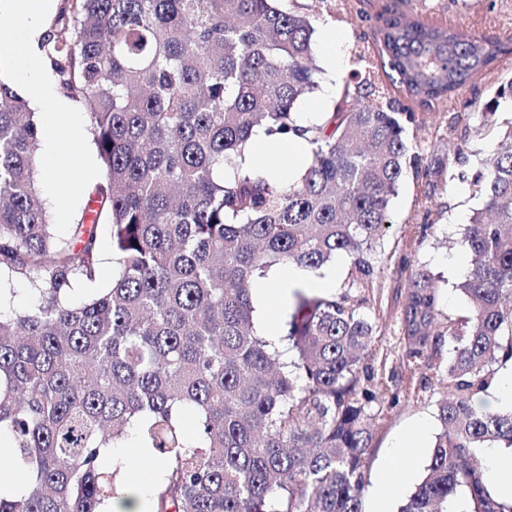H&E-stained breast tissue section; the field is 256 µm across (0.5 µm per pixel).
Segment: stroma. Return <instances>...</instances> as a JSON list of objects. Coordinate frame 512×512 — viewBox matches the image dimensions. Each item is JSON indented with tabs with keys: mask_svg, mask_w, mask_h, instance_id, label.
Segmentation results:
<instances>
[{
	"mask_svg": "<svg viewBox=\"0 0 512 512\" xmlns=\"http://www.w3.org/2000/svg\"><path fill=\"white\" fill-rule=\"evenodd\" d=\"M296 9L308 13L316 30L333 27L339 38L335 56H328L322 41H315L314 54L326 70L327 79L319 92L304 98L298 110L302 119L333 109L339 85L353 71H366L359 53L373 46L370 19L383 7L392 6L408 18L455 27L501 42L512 41V0H295ZM40 80L30 83L17 68L9 50L0 49V79L8 82L27 101L51 97L60 99L54 73L46 62H39ZM512 78V55L502 56L497 65L478 75L469 85L448 99L442 107L415 110L413 122L406 126V138L413 158L390 204L392 225L378 246L373 263L378 272L373 288L366 290L367 310L377 326L373 355L369 360L375 374L388 378L394 402L383 405L373 420L374 440L368 479L376 481L383 466H390L391 479L400 496L392 500L390 512H397L401 496L409 494L424 474L428 455H421L414 473L401 463H388L391 448L419 424L436 434V407L446 396L448 385L435 370L412 369L407 352L412 346L406 309L410 283L418 268L430 269L438 279L439 299L434 326L447 329L467 306L456 291L471 264V257L457 244L480 202L467 182L458 179V171L474 173L478 157L463 165L452 163L458 145L474 151L479 146L473 131L480 127L477 106L489 101L496 88ZM67 161L60 180L40 174L38 187L53 224L56 237L70 234L80 218L90 192L104 180L103 170L91 135L79 144L66 145ZM100 244L98 273L94 281L78 282L74 299L81 300L110 288L114 266L110 249L111 226L97 227Z\"/></svg>",
	"mask_w": 512,
	"mask_h": 512,
	"instance_id": "obj_1",
	"label": "stroma"
}]
</instances>
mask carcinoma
Instances as JSON below:
<instances>
[{
	"label": "carcinoma",
	"mask_w": 512,
	"mask_h": 512,
	"mask_svg": "<svg viewBox=\"0 0 512 512\" xmlns=\"http://www.w3.org/2000/svg\"><path fill=\"white\" fill-rule=\"evenodd\" d=\"M282 2L64 0L41 47L89 112L104 171L92 220L67 239L36 186L35 112L0 80V271L38 295L30 310H0V457L27 475L20 490L0 484V512H108L119 468L100 449L130 425L161 465L153 512H362L384 385L366 364L376 328L356 290L377 277L414 113L355 73L332 111L302 120L324 70L311 20ZM374 41L376 66L424 108L512 51L395 7L375 16ZM508 100L512 80L478 108L483 124ZM258 129L308 143L298 178L248 163ZM487 150L470 180L482 207L458 241L472 257L468 310L432 342L435 277L422 268L410 284L408 358L444 371L450 396L400 512H512L477 463L484 448L512 450V406L477 404L512 365V126ZM102 220L112 286L75 302L74 283L96 278ZM338 254L343 291L293 289L280 342L294 356L282 358L254 326L252 289L289 265L319 276Z\"/></svg>",
	"instance_id": "cac0c4a2"
}]
</instances>
